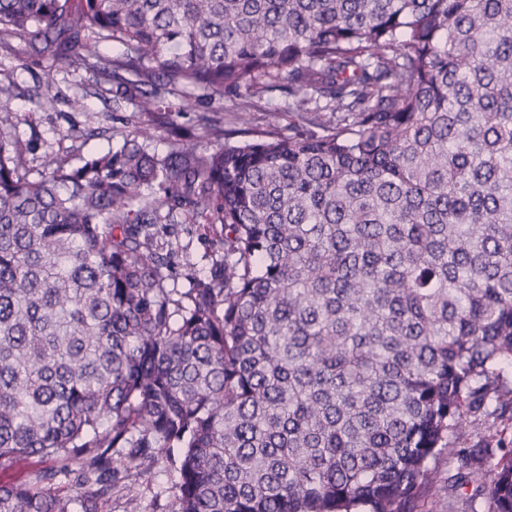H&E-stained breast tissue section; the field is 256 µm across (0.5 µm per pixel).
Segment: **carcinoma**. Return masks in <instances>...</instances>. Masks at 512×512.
I'll return each instance as SVG.
<instances>
[{
    "mask_svg": "<svg viewBox=\"0 0 512 512\" xmlns=\"http://www.w3.org/2000/svg\"><path fill=\"white\" fill-rule=\"evenodd\" d=\"M13 38L156 129L285 82L295 120L34 177L0 79V466L50 462L0 512H103L160 459L173 512H415L441 454L512 512V440H452L512 407V0H0ZM203 215L170 288L149 227ZM241 102L242 99L239 96L235 97V94L229 93L221 97L213 96L212 100L201 97L197 102L193 101L191 108L181 112H171L169 119L178 130L185 134H193L197 131L202 116L209 117L217 124L223 121L224 116V129H229L232 125L228 123V111ZM222 106H224V112L220 111Z\"/></svg>",
    "mask_w": 512,
    "mask_h": 512,
    "instance_id": "carcinoma-1",
    "label": "carcinoma"
}]
</instances>
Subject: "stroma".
<instances>
[{
  "instance_id": "stroma-1",
  "label": "stroma",
  "mask_w": 512,
  "mask_h": 512,
  "mask_svg": "<svg viewBox=\"0 0 512 512\" xmlns=\"http://www.w3.org/2000/svg\"><path fill=\"white\" fill-rule=\"evenodd\" d=\"M7 75L13 77L16 85L11 132L27 147V156L37 168L52 157L74 165L81 156L118 146L120 131L140 118L130 107L113 111L111 99L97 95V88L112 89L111 78L97 79L83 71L67 72L54 68L49 55L36 53L17 38L11 40L8 48H0V78ZM48 79L54 82L57 98L53 105L36 107L31 98ZM79 94L84 97L85 107L77 111L70 101ZM238 102V97L229 93L203 98L189 109L171 113L169 119L182 133L192 134L201 117L222 122L224 111L232 110ZM84 128L99 129L100 134L88 140L76 137V130ZM155 230L156 240L168 256L169 277L182 288L186 285L184 275L188 268L206 266L211 242L219 235L221 227L199 219L184 224H159ZM177 480L169 462L158 461L151 483L136 485L131 492H115L105 512H172ZM473 491L470 485L457 489L443 484L431 486L423 493L418 512H466L465 497Z\"/></svg>"
}]
</instances>
